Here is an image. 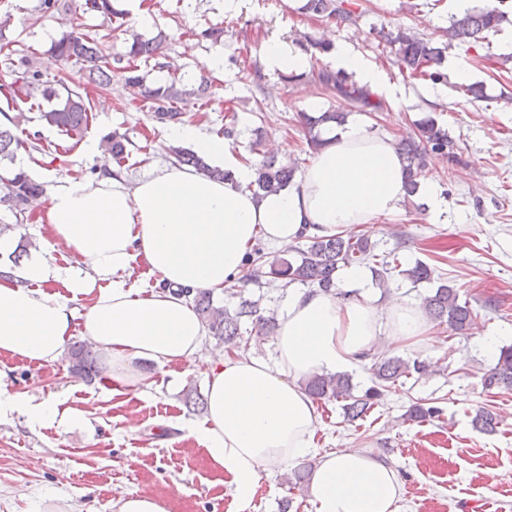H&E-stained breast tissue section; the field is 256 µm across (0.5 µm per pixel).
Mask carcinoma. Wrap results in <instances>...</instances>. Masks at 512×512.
Instances as JSON below:
<instances>
[{"label":"carcinoma","mask_w":512,"mask_h":512,"mask_svg":"<svg viewBox=\"0 0 512 512\" xmlns=\"http://www.w3.org/2000/svg\"><path fill=\"white\" fill-rule=\"evenodd\" d=\"M509 0H499V5L490 8L468 9L453 17L446 30L447 41L438 46L410 27L398 26L394 29L385 27L376 31L379 45L390 49L395 63L402 75L434 84L448 81V69L444 67L446 53L453 43L476 47L487 35L500 29L509 21V12L501 9ZM84 11L103 16L117 17L124 11L115 7L113 0H84ZM298 11L308 17L322 21L334 20L345 24L353 20L352 11L344 6V0H302ZM168 35L160 30L148 39L138 33L130 34L129 50L113 57L103 55L101 38L97 33L72 31L55 41L52 57L59 65V78L52 84L41 79V73L34 70L24 78L23 90H14V95H23L25 99L36 96L48 103L47 108L36 104L39 120L43 125L58 132L80 136L89 125V102L83 95L71 89L67 69L79 67L88 71V77L98 87L110 84L112 76L120 75L126 85L133 90L135 98L149 106L152 120L168 125L181 123L184 111L174 106L178 101L190 99L207 104L211 101L212 83L203 76L197 87L186 89L177 86V81L150 88L144 76L138 74L133 59L145 62L155 61L163 67L159 58L167 43ZM302 50L310 55L327 54L331 45L303 35L300 43ZM313 79L321 92L345 97L353 101L359 111L368 114L382 112L386 102L378 95L357 85L350 76L341 70L322 68L313 74ZM299 124L304 134L305 143L312 152H317L327 143L323 137L327 126L343 123L347 113L326 110L323 112L298 113ZM240 136L235 110L227 109L224 115L222 137L233 144ZM107 147L116 159L125 158L124 136L114 132L104 138ZM21 142L13 129L0 125V162L13 160ZM404 161L405 198L417 194L420 178L423 176L426 157L444 155L450 159L456 157L454 144L448 139V132L432 116L423 117L415 122V131L403 136L396 144ZM177 162L194 168L201 174L217 181H230L232 174L228 171L210 166L204 157L183 149H173ZM256 178L248 188L256 195L275 192L295 183L297 167L284 162L276 156L264 155L254 163ZM41 193V186L24 172L16 173L8 181L7 191L0 196V203L8 205V210L20 214L23 206ZM303 245L297 248V257L270 258L261 248H254L246 256V268L241 275L231 278L224 285V292L237 298L233 309L214 304L213 295L207 290L185 291L192 297L194 308L209 333L229 350L247 348L252 335H272L277 327V315L261 306L260 300L245 295L249 285H261L262 280L280 282L288 287L301 284L309 288H320L333 292L343 298L348 293L338 287L337 272L350 265H367L373 271L376 284L388 287L395 276H400L412 284L429 283L434 280L435 268L418 261L409 268L403 267L398 251L392 249L382 253L376 252V244L368 235L350 229L334 236H304ZM425 314L439 325H444L454 335H461L469 330L477 317V311L467 300H461L458 288L448 282H441L422 299ZM372 386L362 394H354V385L349 375L323 374L315 375L303 382L305 391L316 401H336L341 404L346 421L355 423L366 419L382 398L393 390L405 385V381L415 376H424L436 367V363L418 357L404 359L400 356L371 354ZM72 371L92 375L96 372L95 358L91 351L82 347L71 350ZM482 383L489 393L501 387H512V344L500 348L495 364L483 375ZM442 408L426 405L418 401L412 403L406 411V419L425 422L440 417ZM473 426L485 433H493L501 421L495 406L486 404L479 407L473 418Z\"/></svg>","instance_id":"obj_1"}]
</instances>
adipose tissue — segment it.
<instances>
[{
	"label": "adipose tissue",
	"instance_id": "1",
	"mask_svg": "<svg viewBox=\"0 0 512 512\" xmlns=\"http://www.w3.org/2000/svg\"><path fill=\"white\" fill-rule=\"evenodd\" d=\"M171 136L198 143L233 181L158 166L131 183L102 153L97 179L50 186V237L79 272L46 258L19 271L0 265V355L55 363L78 325L108 358L116 388L138 379L141 360L160 370L193 362L205 332L185 290L221 293L257 236L280 247L304 235L332 236L389 215L402 201L399 155L389 138L359 120L336 128L298 186L259 199L247 188L252 169L223 138L204 137L193 125ZM138 264L156 276L154 286L128 285ZM341 277L348 298L317 288L289 296L272 338L273 361L247 353L210 360L206 414L188 433L230 474L241 504L254 497L262 472L316 454L320 414L303 380L350 371L380 343L414 347L431 338L433 325L422 311L396 299L379 302L364 269L343 268ZM77 295L89 299L80 315L70 305ZM7 385L1 370L0 409L21 406ZM24 409L31 421L64 430L82 417L52 399ZM317 456L307 490L314 512H398L401 483L391 464L358 448Z\"/></svg>",
	"mask_w": 512,
	"mask_h": 512
}]
</instances>
